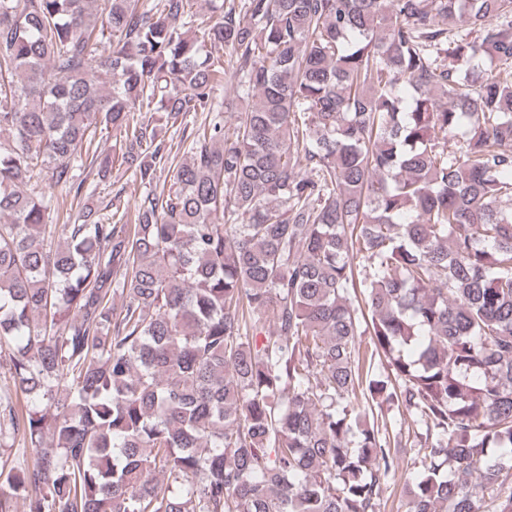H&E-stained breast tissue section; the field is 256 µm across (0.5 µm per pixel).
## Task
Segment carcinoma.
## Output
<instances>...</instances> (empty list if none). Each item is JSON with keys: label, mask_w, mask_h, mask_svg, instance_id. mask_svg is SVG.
<instances>
[{"label": "carcinoma", "mask_w": 512, "mask_h": 512, "mask_svg": "<svg viewBox=\"0 0 512 512\" xmlns=\"http://www.w3.org/2000/svg\"><path fill=\"white\" fill-rule=\"evenodd\" d=\"M218 10L0 0V512H512V0ZM98 180L96 171L88 176L85 182V193L88 196H92L93 200L97 201L102 207L109 200L113 199L115 193L120 192V198L118 200L115 198L114 203L117 205L120 203V208L126 207L128 212L133 215L136 200L146 191L145 186L140 184L133 172L127 170L125 165L119 166V163H114L109 176L100 183L96 191H93L94 185ZM109 184L110 187L106 186ZM105 187L106 189L103 191ZM100 191L102 192L101 194H99ZM108 191L111 192L109 195H107ZM389 419L392 423L393 433L401 432L403 444L407 442L406 448H401L404 462L396 473L395 477L389 482V487L384 494V505L381 512H405V497L403 494V484L406 480V475L412 467L413 458L415 457L416 449L414 445V431L417 432V427L412 421L411 417L400 410H394L389 413Z\"/></svg>", "instance_id": "carcinoma-1"}]
</instances>
